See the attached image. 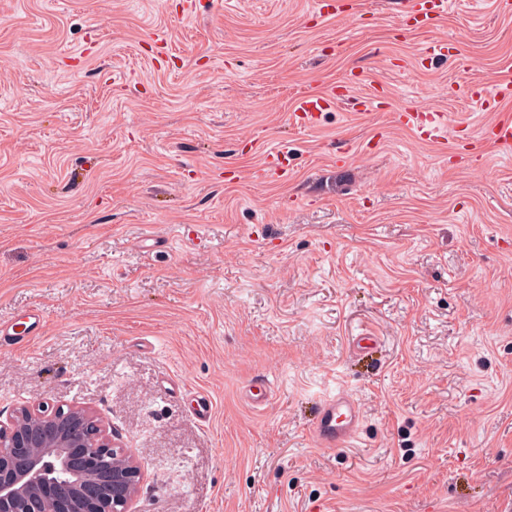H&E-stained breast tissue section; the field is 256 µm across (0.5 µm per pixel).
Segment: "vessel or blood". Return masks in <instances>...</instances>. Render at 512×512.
<instances>
[{
    "label": "vessel or blood",
    "mask_w": 512,
    "mask_h": 512,
    "mask_svg": "<svg viewBox=\"0 0 512 512\" xmlns=\"http://www.w3.org/2000/svg\"><path fill=\"white\" fill-rule=\"evenodd\" d=\"M448 11V0H401V19L406 29H419L439 24ZM384 87L376 85L371 91L354 97L350 92H312L297 97L292 104L291 117L296 126H313L322 113L334 110L337 100L350 102L356 111L362 112L379 107L386 98ZM496 96L501 104L512 103V61L504 60L496 81ZM399 122L418 136L433 141L443 136L453 140H464L472 154H479L478 140L469 138L463 129L450 127L444 112L426 113L414 109H402ZM484 140L492 142L502 152L512 153V116L503 115L484 129ZM363 415L355 398L341 391L326 397L320 404L319 415L311 429L314 440L322 447L333 448L349 443L360 431Z\"/></svg>",
    "instance_id": "vessel-or-blood-1"
}]
</instances>
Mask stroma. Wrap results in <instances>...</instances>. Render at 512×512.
Instances as JSON below:
<instances>
[{"mask_svg": "<svg viewBox=\"0 0 512 512\" xmlns=\"http://www.w3.org/2000/svg\"><path fill=\"white\" fill-rule=\"evenodd\" d=\"M194 2L0 0V319L43 314L0 345V417L93 408L140 463L133 512H512V155L398 121L481 134L512 5L408 34L397 0ZM437 37L462 62L420 60ZM353 74L383 107L292 123ZM341 391L362 429L324 448ZM424 114V116H423ZM399 122L414 131L419 137L430 138L434 142L448 138V132L455 143L460 140L468 142V150L475 155L480 154L479 143L487 140L496 145L504 153H512V116L510 113L493 121L484 129V136L481 139H471L463 129L451 127L448 122V115L444 112L429 111L419 112L414 109H402L398 113ZM27 318L29 322L28 332L16 331L12 322L0 321V343L20 344L24 341V336L39 328L42 320V314L39 310L30 311ZM362 419L358 402L349 393L341 391L320 403L319 415L310 433L320 446L335 448L358 436Z\"/></svg>", "mask_w": 512, "mask_h": 512, "instance_id": "stroma-1", "label": "stroma"}]
</instances>
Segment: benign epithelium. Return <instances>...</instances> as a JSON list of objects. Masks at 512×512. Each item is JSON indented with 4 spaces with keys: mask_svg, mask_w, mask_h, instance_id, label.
<instances>
[{
    "mask_svg": "<svg viewBox=\"0 0 512 512\" xmlns=\"http://www.w3.org/2000/svg\"><path fill=\"white\" fill-rule=\"evenodd\" d=\"M0 512H130L138 459L106 434L95 413L41 400L0 420Z\"/></svg>",
    "mask_w": 512,
    "mask_h": 512,
    "instance_id": "benign-epithelium-1",
    "label": "benign epithelium"
}]
</instances>
